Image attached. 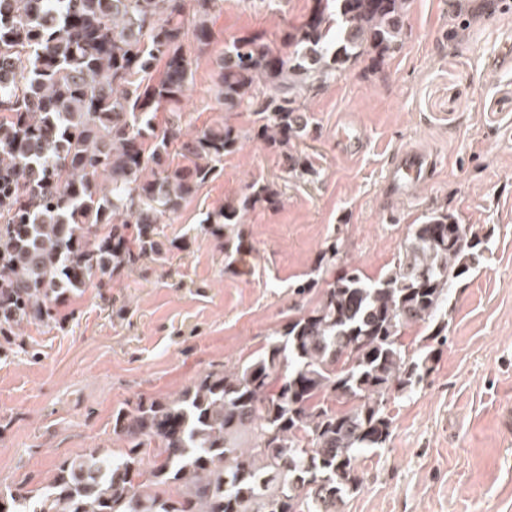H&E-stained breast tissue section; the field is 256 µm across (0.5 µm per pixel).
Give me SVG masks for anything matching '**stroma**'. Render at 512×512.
<instances>
[{
	"instance_id": "35a3bbf8",
	"label": "stroma",
	"mask_w": 512,
	"mask_h": 512,
	"mask_svg": "<svg viewBox=\"0 0 512 512\" xmlns=\"http://www.w3.org/2000/svg\"><path fill=\"white\" fill-rule=\"evenodd\" d=\"M310 5L224 0L212 17L218 42L197 59L181 106L185 129L223 117L212 75L226 41L277 46L282 24ZM507 42L512 0H413L399 52L375 71L358 63L309 100L315 130L300 148L313 179L288 178L275 152L245 141L164 224L187 249L68 295L51 325L0 337V484L34 489L86 449H120L115 411L247 359L287 320L328 238L374 278L410 225L442 206L484 238V256L453 293L428 382L390 405L389 445L362 457L364 484L344 512H512V66L490 63ZM343 119L361 132L358 155L336 137ZM403 147L436 152L438 166L413 197L384 198L388 157ZM256 181L277 183L282 202L244 217L245 248L228 270L223 244L195 226Z\"/></svg>"
}]
</instances>
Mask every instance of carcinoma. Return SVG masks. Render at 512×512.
Segmentation results:
<instances>
[{"label": "carcinoma", "mask_w": 512, "mask_h": 512, "mask_svg": "<svg viewBox=\"0 0 512 512\" xmlns=\"http://www.w3.org/2000/svg\"><path fill=\"white\" fill-rule=\"evenodd\" d=\"M223 0H0V333L55 320L52 301L166 252L160 224L256 139L288 177L316 170L299 144L306 101L352 66L400 50L410 0H311L279 46L224 43L215 101L247 113L184 131L177 106L209 51ZM172 112L161 122L160 110ZM254 182L196 228L241 252L240 224L276 207ZM448 209L409 227L376 278L344 265L340 239L294 289L316 303L241 364L178 396L112 416L124 442L62 461L40 488L0 490V512H341L364 483L359 457L387 448L391 402L428 380L448 344V303L483 256ZM417 327L421 336L405 341Z\"/></svg>", "instance_id": "carcinoma-1"}]
</instances>
